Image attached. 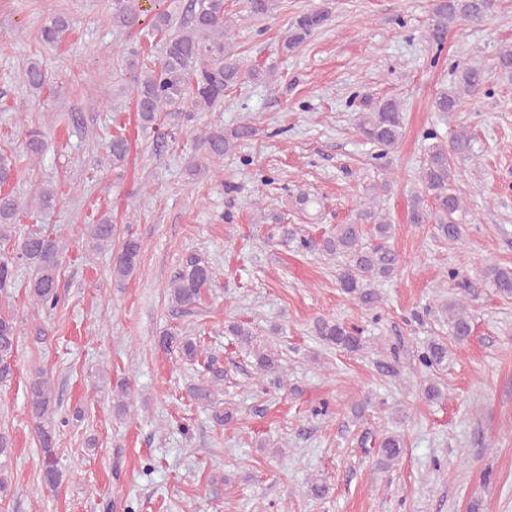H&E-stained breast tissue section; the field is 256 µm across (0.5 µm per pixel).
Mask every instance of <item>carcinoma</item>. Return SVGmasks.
Returning a JSON list of instances; mask_svg holds the SVG:
<instances>
[{"label":"carcinoma","instance_id":"obj_1","mask_svg":"<svg viewBox=\"0 0 512 512\" xmlns=\"http://www.w3.org/2000/svg\"><path fill=\"white\" fill-rule=\"evenodd\" d=\"M493 0H436L432 23L427 31L429 43L442 48L450 25L459 21L483 22L491 14ZM273 0H245L246 18L260 20L272 13ZM112 27L128 34L139 27L142 9L140 0H111ZM329 20L326 9L312 10L298 15L281 45L283 53L295 51ZM70 27L64 16L49 19L41 29L44 44H58ZM151 35L159 37L161 48L154 59L141 55L135 45L128 48L124 70L130 75L133 102L138 123L144 130L156 131L162 126L181 130L194 121L198 112H214L224 105V91L260 75L257 69H246L232 51V27L224 17V0H191L181 16L166 10L155 14ZM487 79L485 67L478 63L462 66L452 86L434 100L437 112H455L462 101L476 96ZM29 87L40 89L46 83L42 64L34 61L25 69ZM358 132L369 143L387 150L394 147L402 136L403 113L395 99L374 101L364 98L359 103L356 117ZM257 129L250 123L241 124L226 132L223 128L200 131L205 147L203 161L195 163L191 172L197 174L208 166L220 162L244 140L251 139ZM428 141L425 158L418 171L419 188L413 196L408 212L412 224H431L434 235L456 242L463 235L459 213L464 209V197L456 184V162L469 157L471 140L460 131L446 142L432 131L425 134ZM112 156V165L124 162L129 155V142L121 134L105 141ZM42 133H27L24 150L19 154L0 152V186L15 178L17 156L28 159L42 155ZM385 181L371 187L367 201L360 204L355 222L338 224L327 237L316 241L302 237L298 248L321 251L328 256L344 259L336 274L342 292L359 303L374 308L380 300L375 283L391 278L400 263L399 256L387 245L392 224L387 215L377 208L379 191H388ZM37 207L46 210L56 204L54 189L38 188L33 196ZM22 202L13 191H0V289L13 286L17 267L24 265L34 275L25 284L31 304L47 312L61 304L58 280L62 267L63 249L60 241L40 228H31L22 235L11 233L17 224ZM371 225L378 243H364V226ZM86 246L95 252L115 249L112 261V280L122 286L138 270L141 261L142 240L130 232L116 242V226L112 217L102 214L94 223L84 227ZM217 275L207 260L198 254L186 256L171 280V301L180 308H190L201 298L204 290L214 286ZM481 290H490L503 298H512V268L497 265L486 268L481 278L463 285L464 297L474 298ZM448 330L455 342H465L472 332V318L467 306L459 300L444 306ZM314 331L321 341L347 353H357L364 347L361 330L329 318H318ZM20 331L13 317L0 315V386L14 378L13 357L18 347ZM159 346L165 351L175 350L187 361H199L202 349L188 336L164 333ZM256 368L262 374L281 372L280 357L270 349L255 354ZM427 368L448 365V343L433 341L419 355ZM217 359L207 358L205 368L210 378L193 389V398L201 404L214 403V386L224 380V371L216 367ZM29 412L35 424L37 439L42 450L40 474L42 489L55 490L61 483V472L55 453L56 428L52 416V392L47 380L37 372L28 382ZM403 452V440L390 434L377 445V464L386 467L396 462Z\"/></svg>","mask_w":512,"mask_h":512}]
</instances>
